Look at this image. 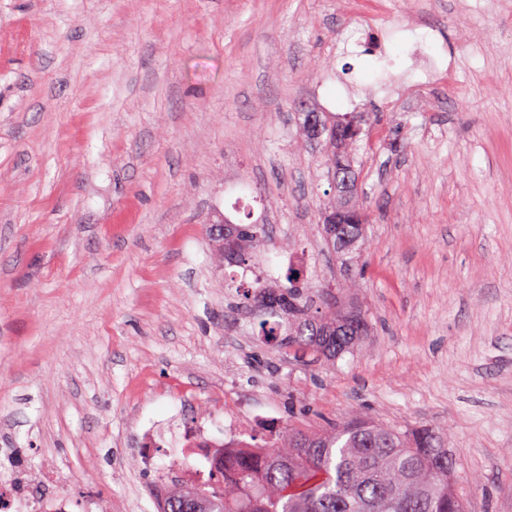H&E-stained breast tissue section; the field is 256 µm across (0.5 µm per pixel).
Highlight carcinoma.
<instances>
[{
	"instance_id": "obj_1",
	"label": "carcinoma",
	"mask_w": 512,
	"mask_h": 512,
	"mask_svg": "<svg viewBox=\"0 0 512 512\" xmlns=\"http://www.w3.org/2000/svg\"><path fill=\"white\" fill-rule=\"evenodd\" d=\"M307 135L324 147L323 163L336 181V166H354V150L366 124L356 112H319ZM224 223L215 261L247 268L267 241L266 225ZM365 213L343 222L341 235L321 224L322 245L342 256L361 247ZM343 288H319L304 266L288 267L286 283L242 294L257 310L261 335L296 360L335 363L359 349L369 335L367 318L344 300ZM445 434L423 427L400 430L356 415L320 432L288 429L261 451L241 450L194 487H177L161 512H180L194 499L205 512H464L452 482Z\"/></svg>"
}]
</instances>
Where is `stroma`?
Segmentation results:
<instances>
[{
    "mask_svg": "<svg viewBox=\"0 0 512 512\" xmlns=\"http://www.w3.org/2000/svg\"><path fill=\"white\" fill-rule=\"evenodd\" d=\"M425 52L454 76L437 97ZM305 105L376 119L347 272ZM219 212L266 220L251 271L213 264ZM292 263L357 281L361 351L258 340L227 285ZM203 411L258 446L424 424L466 512H512V0H0V470L69 512H157Z\"/></svg>",
    "mask_w": 512,
    "mask_h": 512,
    "instance_id": "stroma-1",
    "label": "stroma"
}]
</instances>
